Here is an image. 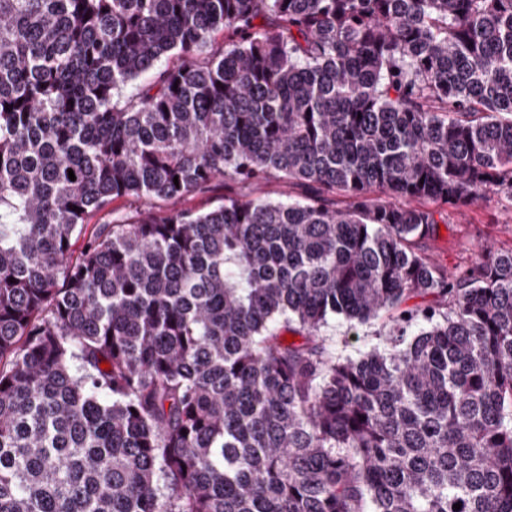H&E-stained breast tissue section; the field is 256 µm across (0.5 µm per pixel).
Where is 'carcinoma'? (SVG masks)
<instances>
[{"instance_id":"obj_1","label":"carcinoma","mask_w":512,"mask_h":512,"mask_svg":"<svg viewBox=\"0 0 512 512\" xmlns=\"http://www.w3.org/2000/svg\"><path fill=\"white\" fill-rule=\"evenodd\" d=\"M494 191L512 0H0V512H512V247L418 248ZM237 192V187L230 183H224L223 179L216 180L207 190L187 196L182 199H175L160 202L158 209L179 210L193 209L196 211H208L224 202V196ZM313 191V187L308 184H285L277 178H271L256 191V195L271 200L303 201ZM139 208H140V204L137 202L118 200L112 204V209L114 210V214H112V216L110 214H108V212L105 211V212L96 213V214L92 215L91 217H89L87 219V223H86L88 225L85 230L84 238H82L76 245L74 256H77V254L79 253L80 246L84 242H86V240L89 239V237H91L94 234V232L97 228V224H107L108 222L111 221L112 218L117 216L118 213L130 212V211H133V210L139 209ZM381 320L367 323H350L342 318H332L323 329L327 345L341 357L360 358L373 345L379 343Z\"/></svg>"}]
</instances>
